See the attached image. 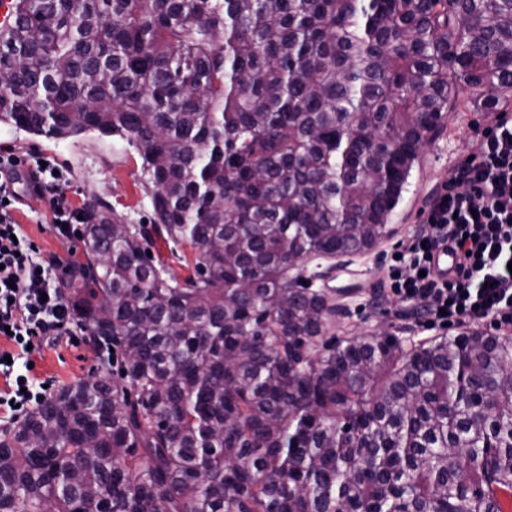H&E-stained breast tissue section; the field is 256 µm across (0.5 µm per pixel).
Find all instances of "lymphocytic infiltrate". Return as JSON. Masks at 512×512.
I'll list each match as a JSON object with an SVG mask.
<instances>
[{"label": "lymphocytic infiltrate", "mask_w": 512, "mask_h": 512, "mask_svg": "<svg viewBox=\"0 0 512 512\" xmlns=\"http://www.w3.org/2000/svg\"><path fill=\"white\" fill-rule=\"evenodd\" d=\"M28 166L36 195L47 199L59 237H69L79 218L54 163L36 153L0 147V408H34L48 391L37 377L16 373L44 343L75 339L70 306L57 285L55 264L45 257L14 218L19 195L10 180ZM455 259L438 273L435 253ZM512 114L477 133L466 159L448 170V182L427 205L418 233L401 243L384 280L387 298L419 312V324H489L512 329Z\"/></svg>", "instance_id": "1"}]
</instances>
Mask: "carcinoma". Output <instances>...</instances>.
Listing matches in <instances>:
<instances>
[{"label": "carcinoma", "instance_id": "carcinoma-1", "mask_svg": "<svg viewBox=\"0 0 512 512\" xmlns=\"http://www.w3.org/2000/svg\"><path fill=\"white\" fill-rule=\"evenodd\" d=\"M0 125L138 151L86 208L76 324L118 356L0 429V512H503L512 336L332 343L424 145L512 93V0H12ZM194 249L182 279L154 239Z\"/></svg>", "mask_w": 512, "mask_h": 512}]
</instances>
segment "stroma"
<instances>
[{
  "instance_id": "35a3bbf8",
  "label": "stroma",
  "mask_w": 512,
  "mask_h": 512,
  "mask_svg": "<svg viewBox=\"0 0 512 512\" xmlns=\"http://www.w3.org/2000/svg\"><path fill=\"white\" fill-rule=\"evenodd\" d=\"M496 116L493 108L461 107L447 113L442 129L424 145L411 171L390 216L389 235L366 254L336 259L335 276L325 282L326 287L335 289L336 302L342 308L330 331L331 337L343 340L374 333L383 321L390 325L392 334L403 338L423 340L434 335L457 334L454 326H438L431 331L417 326L412 308H397L383 300L380 283L400 242L414 235L422 224L428 199L447 181L449 167L469 154L476 132L493 124ZM0 144L19 153L36 150L51 158L69 180V195L75 208L99 199L127 223L149 222L150 198L139 181L141 159L126 140L95 133L48 139L0 125ZM47 209L45 199L25 196L15 218L47 257H81L82 244L78 238L61 241L52 226L44 223ZM100 357V350L90 342L75 347L62 338L43 347L36 358L35 373L59 388L85 379L92 368L100 366Z\"/></svg>"
}]
</instances>
